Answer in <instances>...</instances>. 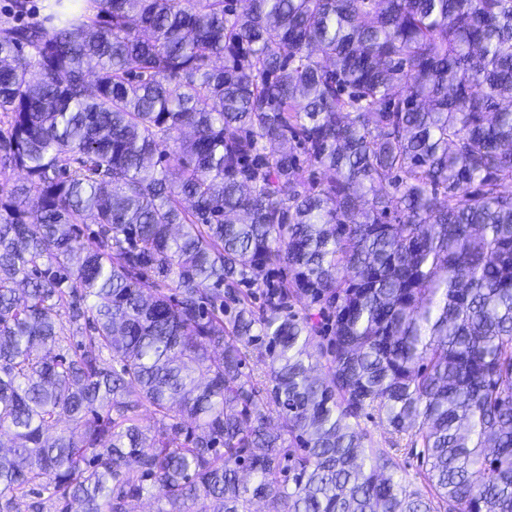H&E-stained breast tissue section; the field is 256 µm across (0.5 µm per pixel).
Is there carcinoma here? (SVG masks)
<instances>
[{
    "mask_svg": "<svg viewBox=\"0 0 512 512\" xmlns=\"http://www.w3.org/2000/svg\"><path fill=\"white\" fill-rule=\"evenodd\" d=\"M238 2L0 27V512H512V0ZM406 441H400V445L398 447H394L392 450L393 456L396 462L399 464L398 475L403 478L405 484L409 485L411 489L421 486V478L420 472L421 470V461L415 453H418L421 448H416L413 450L410 447H407Z\"/></svg>",
    "mask_w": 512,
    "mask_h": 512,
    "instance_id": "obj_1",
    "label": "carcinoma"
}]
</instances>
